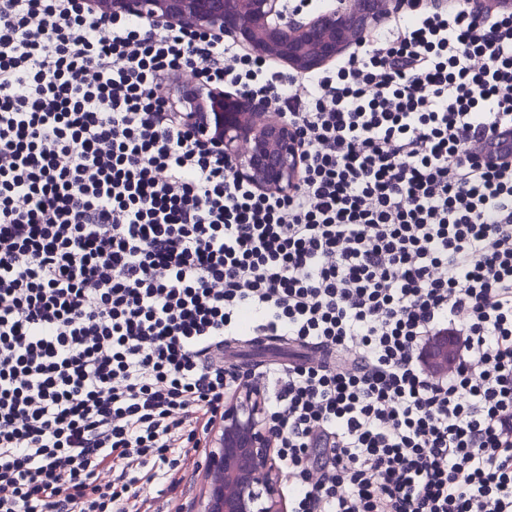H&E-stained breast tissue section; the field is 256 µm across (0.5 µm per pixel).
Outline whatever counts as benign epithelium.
Wrapping results in <instances>:
<instances>
[{"label": "benign epithelium", "mask_w": 512, "mask_h": 512, "mask_svg": "<svg viewBox=\"0 0 512 512\" xmlns=\"http://www.w3.org/2000/svg\"><path fill=\"white\" fill-rule=\"evenodd\" d=\"M391 2L337 0L296 23L288 18L283 0H93L95 11L105 18L130 16L205 32L243 45L255 57L278 60L297 76L336 61L365 37ZM160 93L180 106L191 136L213 144L237 179L262 193L287 194L297 186L300 149L288 120L272 116L262 103L204 84L192 70L182 71ZM425 360L436 377L456 370V337H433ZM262 399L258 386L237 380L225 398L224 419L211 429V447L220 449L224 472L223 483L213 488L211 512H284L279 437L266 425Z\"/></svg>", "instance_id": "benign-epithelium-1"}]
</instances>
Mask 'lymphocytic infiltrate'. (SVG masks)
Returning <instances> with one entry per match:
<instances>
[{"mask_svg": "<svg viewBox=\"0 0 512 512\" xmlns=\"http://www.w3.org/2000/svg\"><path fill=\"white\" fill-rule=\"evenodd\" d=\"M190 67L287 111L301 179L232 178L159 95ZM512 11L419 0L335 70L271 71L89 0H0V512H154L233 374L268 376L290 512H512ZM459 336L429 377L430 337ZM235 349L224 351V368L246 370L258 374L270 367L286 366L288 363L311 359L312 350L288 343L284 339H273L264 350L254 348L253 343H231Z\"/></svg>", "mask_w": 512, "mask_h": 512, "instance_id": "f902f5d3", "label": "lymphocytic infiltrate"}]
</instances>
